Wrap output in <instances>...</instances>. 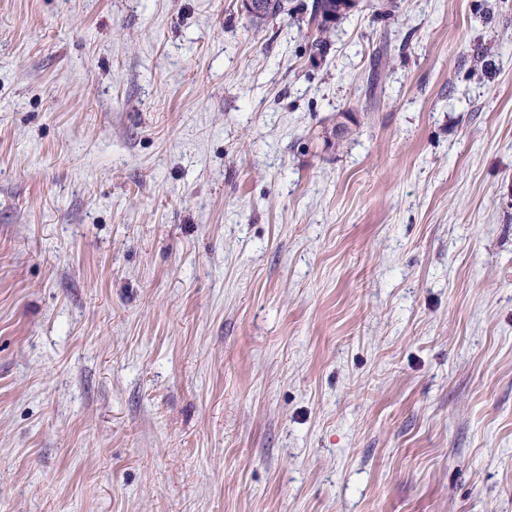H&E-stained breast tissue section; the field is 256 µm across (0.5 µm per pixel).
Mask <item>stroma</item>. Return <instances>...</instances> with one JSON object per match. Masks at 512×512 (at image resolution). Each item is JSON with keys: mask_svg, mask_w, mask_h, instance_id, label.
I'll return each mask as SVG.
<instances>
[{"mask_svg": "<svg viewBox=\"0 0 512 512\" xmlns=\"http://www.w3.org/2000/svg\"><path fill=\"white\" fill-rule=\"evenodd\" d=\"M302 2L0 0V512H512V0ZM337 0H314L309 15V23L315 26L318 34L310 44L313 55L323 56L329 47L324 34L330 29L331 24L336 23L346 13L340 12Z\"/></svg>", "mask_w": 512, "mask_h": 512, "instance_id": "35a3bbf8", "label": "stroma"}]
</instances>
